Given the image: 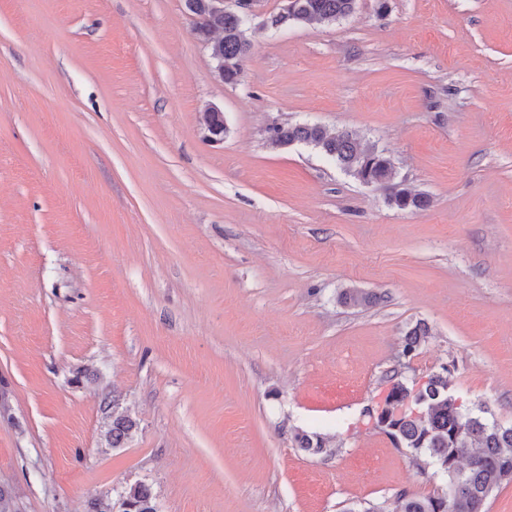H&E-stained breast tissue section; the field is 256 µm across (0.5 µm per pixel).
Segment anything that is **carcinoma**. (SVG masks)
Masks as SVG:
<instances>
[{
  "mask_svg": "<svg viewBox=\"0 0 512 512\" xmlns=\"http://www.w3.org/2000/svg\"><path fill=\"white\" fill-rule=\"evenodd\" d=\"M185 7L211 58L223 67L224 83L237 84L252 48L248 23L238 12L214 11L212 0H185ZM355 8L356 0H295L294 8L271 13L269 26L280 29L290 24L332 23L350 16ZM203 124L217 137L227 133L224 113L213 107L203 111ZM268 142L274 148L295 142L314 146L361 183L382 190L387 203L399 210L430 206L427 194L414 192L396 181L389 158L349 131L330 133L317 124H274L268 128ZM375 301V295L357 288L338 295V302L349 307H368ZM430 335L427 324L416 323L405 334L403 355L414 354ZM390 380L395 403L420 399L423 410L396 418L387 406L378 418V426L413 459L427 457L435 474L450 489L448 496L437 489L427 495L402 490L397 494L398 512H486L492 494L512 483V426L487 422L465 410L449 391L446 367L431 375L417 394L397 375L390 376ZM136 428L135 420L114 411L105 432L106 441L119 448ZM295 441L304 452L320 453L326 448V439L316 433L299 432ZM117 512H157L151 489L141 483L129 486L118 501Z\"/></svg>",
  "mask_w": 512,
  "mask_h": 512,
  "instance_id": "cac0c4a2",
  "label": "carcinoma"
}]
</instances>
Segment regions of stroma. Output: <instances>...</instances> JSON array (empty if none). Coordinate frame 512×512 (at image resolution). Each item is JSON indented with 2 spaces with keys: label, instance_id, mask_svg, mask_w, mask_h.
I'll list each match as a JSON object with an SVG mask.
<instances>
[{
  "label": "stroma",
  "instance_id": "stroma-1",
  "mask_svg": "<svg viewBox=\"0 0 512 512\" xmlns=\"http://www.w3.org/2000/svg\"><path fill=\"white\" fill-rule=\"evenodd\" d=\"M282 5L258 0L228 85L184 0H0V485L19 512L138 482L158 512H396L442 481L368 415L393 374L449 368L459 403L512 425V0H357L264 29ZM277 123L355 132L430 207L270 147ZM345 288L381 300L345 307ZM114 399L139 424L118 448Z\"/></svg>",
  "mask_w": 512,
  "mask_h": 512
}]
</instances>
